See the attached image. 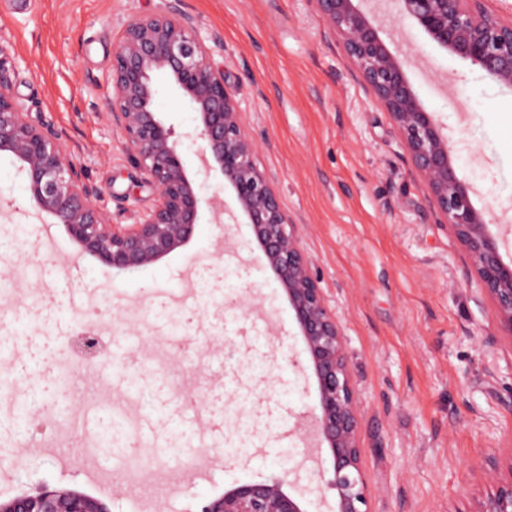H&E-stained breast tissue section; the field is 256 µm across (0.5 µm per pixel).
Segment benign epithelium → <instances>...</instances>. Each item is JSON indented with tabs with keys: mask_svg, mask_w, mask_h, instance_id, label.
Instances as JSON below:
<instances>
[{
	"mask_svg": "<svg viewBox=\"0 0 512 512\" xmlns=\"http://www.w3.org/2000/svg\"><path fill=\"white\" fill-rule=\"evenodd\" d=\"M310 2L339 39L365 87L389 114L403 149L428 183L438 222L448 225L468 252L499 330L512 339V266L504 262L497 236L482 224L472 184L457 174L435 114L418 102L403 65L353 0ZM396 2L399 16L438 48L512 87V16L489 13L484 0ZM9 62L0 45V154L15 159L39 212L64 225L85 253L132 275L167 255L175 241H189L204 214L215 223L223 217V202L196 193L174 129L154 108L152 75L169 73L198 112V125L186 137L204 142L206 171L227 182L244 223L264 253L276 259L278 280L293 286L290 304L318 384V406L312 416L328 447L327 467L316 472L318 480L336 492V512H371L361 467L358 396L339 320L309 271L273 182L257 164L256 146L244 128L236 91L212 63L181 0H167L156 13L128 16L113 45L107 117L156 193L153 207L127 227L110 223L92 202L98 189L82 181L54 128L19 111L3 77ZM483 470L491 488L472 512H512V455L504 462L486 459ZM286 484V476L275 473L263 481L241 483L225 491L224 500L207 512H307L301 497L284 490ZM15 512L84 510L77 501L64 502L47 492L19 503Z\"/></svg>",
	"mask_w": 512,
	"mask_h": 512,
	"instance_id": "benign-epithelium-1",
	"label": "benign epithelium"
}]
</instances>
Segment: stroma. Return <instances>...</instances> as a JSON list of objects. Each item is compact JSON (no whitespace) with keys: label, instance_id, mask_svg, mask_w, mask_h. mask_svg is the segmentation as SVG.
I'll use <instances>...</instances> for the list:
<instances>
[{"label":"stroma","instance_id":"obj_1","mask_svg":"<svg viewBox=\"0 0 512 512\" xmlns=\"http://www.w3.org/2000/svg\"><path fill=\"white\" fill-rule=\"evenodd\" d=\"M164 0H0V45L21 111L50 123L111 223L127 226L155 195L108 121L112 48L127 15L154 13ZM211 57L235 87L257 161L273 181L325 299L345 338L361 413V466L371 512H469L487 489L482 465L512 452V340L502 336L470 260L448 225L438 223L423 178L402 148L387 112L362 85L338 39L310 0H182ZM392 54L403 61L426 109L453 148L458 173L478 190L488 223L512 220V89L479 67L436 48L395 0H362ZM154 107L176 135L198 114L163 72L152 78ZM196 192L238 204L221 177L200 167L199 145L183 140ZM0 290L27 264L34 313L8 317L0 330V381L14 407L42 392V369L27 351L47 337L65 343L71 312L90 295L112 296V339L130 392L152 391L148 412L156 452L176 491L157 512H186L213 487H232L299 467L309 512H333L336 496L302 461V414L318 404L317 384L291 305L244 224L196 226L187 244L130 278L97 258L78 256L63 225L38 215L11 156L0 155ZM50 258L69 283L64 310L50 308L34 254ZM195 287L196 302L154 304L152 329L121 327L126 309ZM191 337L174 344L172 363L194 365L208 350L223 382L206 385L218 413L214 442L235 449L207 481L181 480L196 436L183 399L164 374L144 365L132 337L170 326ZM237 357L224 358L226 338ZM24 437L0 411V471L15 483L84 482L82 472L47 456L19 457Z\"/></svg>","mask_w":512,"mask_h":512}]
</instances>
